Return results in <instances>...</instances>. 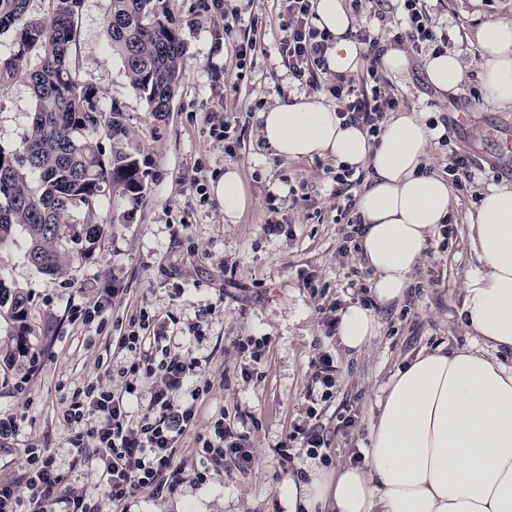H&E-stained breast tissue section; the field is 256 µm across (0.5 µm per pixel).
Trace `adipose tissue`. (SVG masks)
I'll return each instance as SVG.
<instances>
[{
  "label": "adipose tissue",
  "instance_id": "ef3b65f1",
  "mask_svg": "<svg viewBox=\"0 0 512 512\" xmlns=\"http://www.w3.org/2000/svg\"><path fill=\"white\" fill-rule=\"evenodd\" d=\"M314 25L328 31L330 72L365 64L363 45L348 32L345 0H315ZM480 50L478 105L512 106V22L492 18L475 34ZM426 74L439 92H456L464 77L456 52L428 55ZM258 134L272 156L331 158L369 173L356 211L360 258L372 273L376 304L404 301L428 241L452 209L450 187L426 171L438 129L421 112H399L378 135L345 121L335 106L290 92L256 112ZM224 221L238 223L251 204L244 180L229 165L212 185ZM469 246L478 263L467 274L460 318L470 347L421 352L387 383L378 401L370 448L361 465L313 468L304 483L280 488L288 512H512V183L488 188L468 215ZM378 321L360 303L344 307L337 333L347 349H365Z\"/></svg>",
  "mask_w": 512,
  "mask_h": 512
}]
</instances>
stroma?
I'll list each match as a JSON object with an SVG mask.
<instances>
[{
    "label": "stroma",
    "mask_w": 512,
    "mask_h": 512,
    "mask_svg": "<svg viewBox=\"0 0 512 512\" xmlns=\"http://www.w3.org/2000/svg\"><path fill=\"white\" fill-rule=\"evenodd\" d=\"M163 2L185 53L170 110L160 118L130 88L121 58L105 41L110 0H83L79 11L72 67L80 82L99 87L102 105L122 102L129 141L146 162L144 198L136 206L117 196L105 200L101 212L111 224L66 274L39 273L23 245L0 250V278L29 297L26 354L17 353L0 318V414L22 420L15 441L0 449V481L23 485L27 452L38 446L67 483L97 500L100 512H286L281 485L311 465L292 437L296 427L323 435L328 467L363 462L377 401L396 371L421 351L472 342L459 323L463 284L476 263L466 216L489 186L512 182V108L478 109L474 33L484 20L512 14V0H423L466 66L448 98L428 82L423 55L409 53L404 71L380 72L381 90L397 111L447 123L451 142L431 143V171L447 175L454 152L478 169L473 181L454 188L451 219L429 241L402 305L374 306L380 329L360 353L341 345L334 322L346 304L371 298V273L355 258L353 219L364 184H338L329 159L272 156L253 124L255 112L290 89L329 99L335 74L303 84L292 79L279 52L288 0H227V8L241 11L229 32L206 0ZM401 13L400 0H365L355 26L389 48ZM247 41L254 49L239 58ZM34 107L27 83L0 89V147L19 145ZM214 114L231 126L228 143L210 134ZM228 165L238 168L252 199L235 224L225 223L210 192ZM271 222L281 223L279 235L264 232ZM94 305L92 322L75 312ZM143 311L168 330L167 340L145 354L165 348L197 360L210 384L198 396L180 395L195 403L197 416L178 442L177 462L201 467L197 436L220 416L247 434L254 461L244 470L225 462L205 482L183 483L163 498L140 489L120 509L100 478L95 448L78 454L70 447L75 427L65 410L77 387L101 380L121 389L120 373L134 356L119 339ZM247 336L262 340L259 355L237 346ZM324 354L336 364V391L313 405L307 395Z\"/></svg>",
    "instance_id": "stroma-1"
}]
</instances>
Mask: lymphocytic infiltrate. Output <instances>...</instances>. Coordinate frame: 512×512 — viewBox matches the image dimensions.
Wrapping results in <instances>:
<instances>
[{
    "label": "lymphocytic infiltrate",
    "mask_w": 512,
    "mask_h": 512,
    "mask_svg": "<svg viewBox=\"0 0 512 512\" xmlns=\"http://www.w3.org/2000/svg\"><path fill=\"white\" fill-rule=\"evenodd\" d=\"M403 14L395 40L415 52L437 43L438 31L419 4V0H402ZM313 0H288V15L282 27L285 35L280 52L288 59V69L295 79L307 72L328 73L326 58L330 34L314 27ZM337 100L340 117L367 127L377 134L386 111L394 109V100L383 98L380 87L364 90L354 80L337 78L329 88ZM150 327L148 317H141L136 328L121 339L122 349L137 354ZM126 386H136L142 379L153 380L146 409L138 421L128 417L124 400L112 388L98 385L74 394L66 410L68 421L86 424V431L75 432L71 445L83 450L86 440H93L104 463L101 478L113 504L120 505L141 488L153 495L166 497L177 492L186 477L174 461L173 450L179 439L195 424L193 405L175 403L174 397L184 390L190 378L199 377L197 361L179 355L160 360L142 359L132 362L123 372ZM201 453L208 467L223 466L233 459L243 467L250 466L253 455L247 448V437L223 419L211 423L201 437ZM29 478L24 486L0 483V512H18L28 504L29 512H99L96 500L85 490L65 485L55 469L47 449H30L26 457Z\"/></svg>",
    "instance_id": "obj_1"
}]
</instances>
